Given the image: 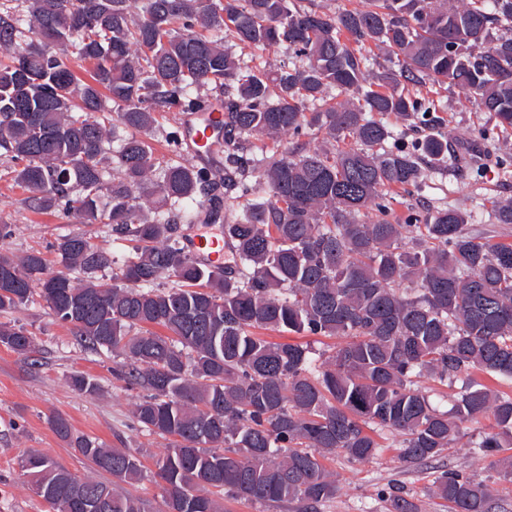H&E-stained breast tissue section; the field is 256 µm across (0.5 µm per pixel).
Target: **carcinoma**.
Here are the masks:
<instances>
[{
	"label": "carcinoma",
	"mask_w": 512,
	"mask_h": 512,
	"mask_svg": "<svg viewBox=\"0 0 512 512\" xmlns=\"http://www.w3.org/2000/svg\"><path fill=\"white\" fill-rule=\"evenodd\" d=\"M228 41L252 54L280 45L291 62L257 68ZM353 43L385 50L392 66L369 80L370 58ZM0 49V156L20 166L25 202L126 242L116 255L66 235L55 272L37 250L1 251L12 281L0 285V312L37 296L88 348L123 356L113 375L143 392L135 421L173 438L157 462L166 508L224 512L218 492L322 512L337 491L327 455L370 460L388 432L403 462L422 464L486 415L499 432L473 445L512 481V456H498L512 446V397L471 378L512 379V244L468 234L456 209L399 224L391 208L419 185L422 160L448 157L443 108L421 89L465 88L512 128V0H364L337 14L315 0H27L23 14L0 8ZM212 103L224 120L207 162H160L153 142L177 157L185 146L180 126L158 116ZM391 114L421 115L413 149L389 145ZM281 133H320L324 145L254 154L252 138ZM370 205L380 216L367 224L358 216ZM192 224L224 225L233 262L186 251ZM260 330L350 342L326 357ZM0 344L34 349L7 322ZM423 378L462 382L451 409L432 403ZM71 384L98 390L83 373ZM49 424L113 482L143 477L131 449L75 437L61 415ZM20 468L56 493L52 512H84L82 499L103 492V512H145L47 455L28 452ZM431 492L448 512L500 509L463 471L436 472ZM380 497L387 512H420L397 484Z\"/></svg>",
	"instance_id": "carcinoma-1"
}]
</instances>
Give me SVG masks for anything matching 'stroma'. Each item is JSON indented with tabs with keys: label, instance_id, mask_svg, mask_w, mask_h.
Segmentation results:
<instances>
[{
	"label": "stroma",
	"instance_id": "stroma-1",
	"mask_svg": "<svg viewBox=\"0 0 512 512\" xmlns=\"http://www.w3.org/2000/svg\"><path fill=\"white\" fill-rule=\"evenodd\" d=\"M426 92L445 108L449 143L461 155L480 152L481 164L465 172L451 160L428 162L418 188L396 194L394 216L403 221L411 213L428 208L457 209L468 215L466 230L470 234L512 243V224H499L494 219L496 203L512 199V129L504 132L496 128L494 118L477 111L472 93L464 88L430 86ZM14 168L13 162L0 157V224L12 229L11 237L0 240V250L15 255L41 251L50 269L55 270L59 258L54 244L62 236L80 231L106 250L122 251L121 241L106 233L103 225L74 226L54 212L29 209L27 193L17 184ZM0 321L22 327L35 345L26 355L0 345V512H52L49 504L30 490L19 467L21 456L29 451L50 455L79 478L112 481L110 474L95 470L55 434L49 424L55 415L65 417L74 434L136 451L145 467L144 479L131 487L117 484L116 489L139 497L147 512H165L162 484L155 481L154 474L171 440L137 426L132 412L140 392L126 388L112 374L120 357L80 344L69 326L41 300L0 314ZM77 372L98 383L96 394L74 390L70 377ZM496 430L490 416L464 422L461 437L452 448L414 466L400 462L393 448L383 449L366 462L350 460L341 453L329 456L325 466L338 490L335 498L325 503L323 512H387L379 493L391 483L409 490L421 512H448L444 501L430 491L436 470H462L476 480H490L488 461L475 452L471 442Z\"/></svg>",
	"mask_w": 512,
	"mask_h": 512
}]
</instances>
